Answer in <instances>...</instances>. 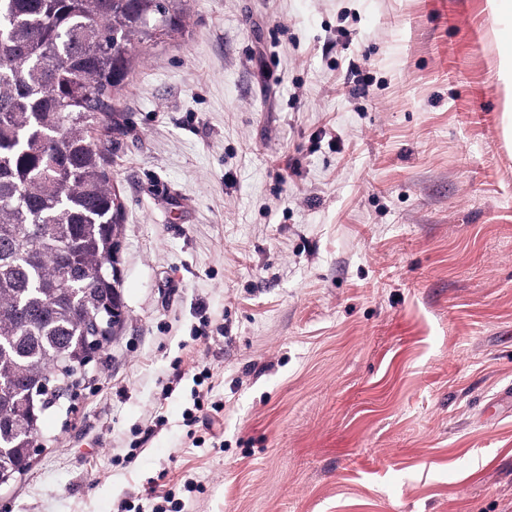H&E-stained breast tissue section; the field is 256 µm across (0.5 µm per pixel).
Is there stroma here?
Wrapping results in <instances>:
<instances>
[{"mask_svg": "<svg viewBox=\"0 0 512 512\" xmlns=\"http://www.w3.org/2000/svg\"><path fill=\"white\" fill-rule=\"evenodd\" d=\"M182 7L102 136L127 320L0 512H512V19Z\"/></svg>", "mask_w": 512, "mask_h": 512, "instance_id": "obj_1", "label": "stroma"}]
</instances>
